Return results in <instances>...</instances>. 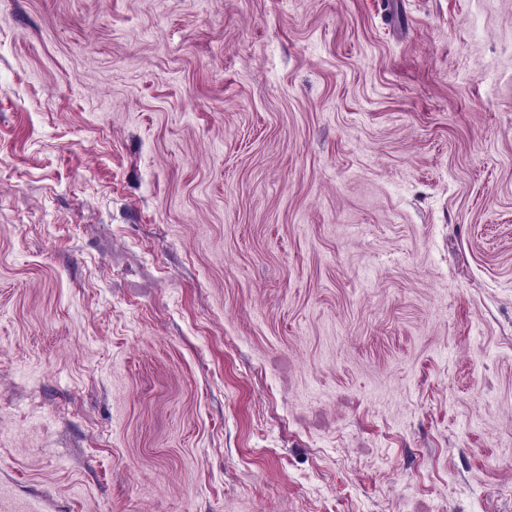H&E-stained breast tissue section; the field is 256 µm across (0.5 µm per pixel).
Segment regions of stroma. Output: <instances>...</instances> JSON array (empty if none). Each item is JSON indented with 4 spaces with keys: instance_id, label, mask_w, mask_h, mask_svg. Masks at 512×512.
<instances>
[{
    "instance_id": "stroma-1",
    "label": "stroma",
    "mask_w": 512,
    "mask_h": 512,
    "mask_svg": "<svg viewBox=\"0 0 512 512\" xmlns=\"http://www.w3.org/2000/svg\"><path fill=\"white\" fill-rule=\"evenodd\" d=\"M0 512H512V0H0Z\"/></svg>"
}]
</instances>
